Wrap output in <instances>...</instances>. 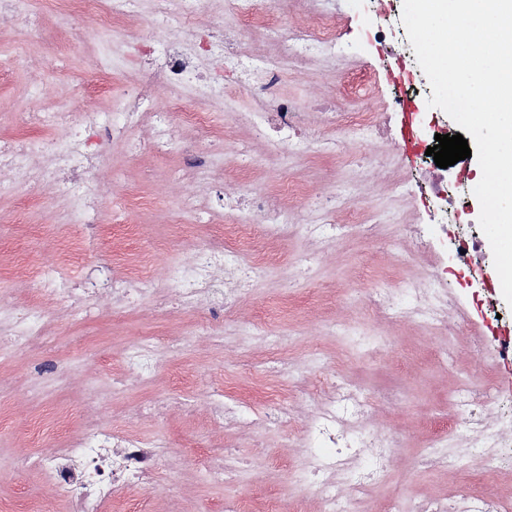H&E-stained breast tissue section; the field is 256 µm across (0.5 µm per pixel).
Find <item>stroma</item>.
<instances>
[{
    "label": "stroma",
    "instance_id": "35a3bbf8",
    "mask_svg": "<svg viewBox=\"0 0 512 512\" xmlns=\"http://www.w3.org/2000/svg\"><path fill=\"white\" fill-rule=\"evenodd\" d=\"M403 0H336V33L340 51L336 60L314 58L302 67L284 68L283 85L292 97L306 102L312 94L332 96L341 77L356 72L369 75L375 86L370 101L373 111L384 113L387 138L374 146L387 155L393 171L405 175L403 197H396L390 182L376 175H363L338 166L335 157L315 153L270 161L266 146L255 141L249 172L264 180L278 179L280 173L307 181L316 189L339 186L359 198L362 213L376 215L383 224L380 243L365 238L360 225L338 230L331 250L318 242L295 235L288 238V267L266 273L242 300L236 318L224 327V341L208 343L197 324L201 313L173 308L158 313L151 304L140 303L119 319L110 317L112 297L100 291L101 317L82 324L67 316L56 302L46 306V333L59 341L58 356L66 371L60 379L31 380L32 356H0V497L14 500L18 512H72L63 497L47 494L40 474L20 466L21 457L52 452L62 444L64 431L48 427L33 435V423L53 412L81 416L103 414L113 428L130 430L145 440L165 439L178 452L163 464L151 491L154 512H224L225 498L241 495L264 499L278 494L290 501L295 512H319L318 490L305 483L301 471L289 461L301 454L289 446L287 426L265 427L263 399L244 400L239 418L215 428L208 410L212 377L237 380L238 391H246L241 378L243 365L262 370L274 348L289 350L290 358L315 378L331 368L370 389L401 390L398 409L377 407L369 420L377 430L395 428L408 436L400 462L392 475L371 489L361 500L359 512H415L419 501L447 493L449 486L472 490L470 476L462 471H428L416 458L431 437L436 421L449 412V394L457 380L480 364L485 378L505 393H512V360L499 358L496 341L503 325H512V306L490 287L494 270L489 243H482L474 257L475 275L454 264L455 240L479 233L480 205L455 170L436 166L426 149L434 145L436 133L460 128L443 110L427 105L432 89L416 61L401 22ZM154 0H140L137 13L126 21L124 34L114 35L111 46H103L94 14L84 18L86 37L73 50H52L42 41L24 40L12 24L0 21V136L26 133L38 138L39 130L26 126L25 109L31 105L50 108L55 99L71 96L81 109H116L122 93L141 75V62L148 49L142 42L152 29ZM222 0H212L210 13L191 29L171 21L165 34L172 39L209 45L211 36L223 35L220 20ZM110 54L118 67L110 97L95 98L84 89L92 79L85 61ZM208 73L224 80V99L211 106L214 123L233 135L250 136L241 122L252 111V98L240 88L239 79L227 72L224 59L209 53L203 59ZM44 82L49 92L33 96L35 81ZM407 97L415 106L412 119L390 109L391 101ZM103 149L107 162L99 180L111 184V198L102 200L105 223L134 224L138 227L136 250L162 256L166 266L184 263L192 250L213 242L207 221H194L179 210V190L188 186L192 174L180 155L158 152L149 128H141L125 139H107ZM237 160L231 153L212 157V180L197 187L203 211L218 206L219 194L235 192L239 183ZM10 174L0 175V307L16 308L27 303L36 283L34 271L44 266L59 241L74 233L64 200L52 206L14 195L9 191ZM143 196L149 204L142 209L113 212V199ZM25 254L30 270L16 275L12 268L18 254ZM317 253L321 260L311 274L296 275L292 269L302 256ZM408 261L418 275L436 266L446 267L442 283L459 303L464 329L454 339L410 323L390 325L368 308L362 285L366 274L383 278L393 265ZM287 312H280V305ZM184 337L188 346L179 357L182 371L169 373L170 358L160 343L164 337ZM157 343L158 369L151 380L125 388L112 368L127 350L146 339ZM383 345L381 357L368 358L364 347ZM454 345V365L443 366L436 352ZM193 384H185V377ZM166 393L195 404L193 416L172 411L160 418L136 420L131 409ZM247 461L246 469L224 486L210 484L202 463L216 440Z\"/></svg>",
    "mask_w": 512,
    "mask_h": 512
}]
</instances>
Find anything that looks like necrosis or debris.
I'll use <instances>...</instances> for the list:
<instances>
[{
    "label": "necrosis or debris",
    "instance_id": "obj_1",
    "mask_svg": "<svg viewBox=\"0 0 512 512\" xmlns=\"http://www.w3.org/2000/svg\"><path fill=\"white\" fill-rule=\"evenodd\" d=\"M304 25H288L277 39L275 58L249 56L244 45L258 31L268 29L272 11L257 8L254 0H227L237 24L225 28L214 50L221 52L224 63L239 72L242 85L253 96L256 108L246 119L264 136L272 157L298 155L309 151L306 113L295 99L282 91L281 70L285 62H305L312 54L332 56L336 53V25L331 0H308ZM51 11L70 22L67 35L72 45L80 43L79 23L88 11H95L101 29L120 26L131 14L137 0H46ZM194 48L159 42L154 48V66L146 69L136 91L117 112L76 111L72 99L60 98L53 111L33 110L31 126L42 129L43 138L32 141L16 135L0 141V167L13 174L12 186L29 192L43 185L55 187L67 197L81 215L75 233L61 241L55 258L41 271V285L35 297L20 309L7 313L9 330L6 339L17 350L29 353L40 348L47 318L43 300L62 298L72 316L93 318L98 313L97 294L108 290L114 300L113 316H122L127 306L145 298L159 310L174 306L191 312L206 306L212 328L223 327L239 307L246 285L271 267L287 262V252L270 253L254 249L255 238L286 239L295 232L320 243H331L336 236V217L349 214L353 206L338 191H315L307 183L281 177L273 182L242 178L235 194L223 197V207L234 221L222 225L221 241L197 246L190 261L168 272L172 293L157 295L148 269L154 258L134 251H116L108 259L112 277L102 285L72 288L66 273L91 255L110 231L100 214L102 189L98 170L105 153L98 143L100 133L122 138L149 125L153 144L164 153H181L185 147L174 133L176 120L199 130L194 157L209 155L208 146L221 142L229 146L240 160H248L251 142L235 138L214 126L208 111L181 109V92L192 88L199 99L215 102L224 96V87L202 71ZM365 77L344 82L335 99L315 98L313 107L320 125L328 136L337 130L350 131L354 143L335 150L338 163L356 166L366 172L381 169L376 153L361 151L357 140L379 141L384 127L379 113L370 109L349 112L345 102L352 94L369 96ZM164 96L165 108L148 107V100ZM38 153L46 156V164L30 165L28 158ZM300 204L316 212L313 224H289V207ZM262 212L266 223L256 224L252 214ZM365 299L378 316L389 323L414 322L431 327L444 336L457 335L459 321L454 318L455 300L441 288L438 273L419 278H405L399 288H372ZM272 374L285 378L281 391L266 394L264 377H252L250 387L265 395L267 418L296 425L305 452L302 471L317 483L322 508L320 512H358L357 503L367 488L382 480L397 464L405 438L395 430L372 431L368 419L375 405H393L399 400L395 389L371 392L348 381L339 371L319 374L313 385H304L294 377L290 360L277 357L272 361ZM319 398V408L306 421H299L296 404L307 396ZM451 404L454 409L452 427L434 435L421 458L423 465L440 470L454 466L450 445L458 440L470 447V460L483 477L481 488L460 495L449 491L442 499L419 503L416 512H512V499L492 494L491 487L500 469L505 440L487 416L490 401L485 383L465 378L455 388ZM174 451L164 440L151 442L116 434L102 420L85 424L81 433L62 448L37 456L34 464L41 472L44 486L66 493L75 512H151L149 492L161 463Z\"/></svg>",
    "mask_w": 512,
    "mask_h": 512
}]
</instances>
